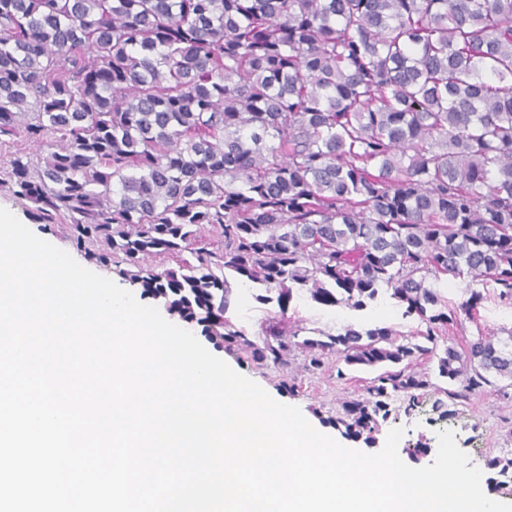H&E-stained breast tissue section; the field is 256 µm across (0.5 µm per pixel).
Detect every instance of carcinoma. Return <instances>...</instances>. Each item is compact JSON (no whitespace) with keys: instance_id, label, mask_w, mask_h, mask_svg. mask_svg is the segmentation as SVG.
Returning a JSON list of instances; mask_svg holds the SVG:
<instances>
[{"instance_id":"obj_1","label":"carcinoma","mask_w":512,"mask_h":512,"mask_svg":"<svg viewBox=\"0 0 512 512\" xmlns=\"http://www.w3.org/2000/svg\"><path fill=\"white\" fill-rule=\"evenodd\" d=\"M49 142L15 194L69 221L90 262L122 264L141 296L224 331V349L318 369L340 356L380 373L343 404L342 435L376 441L390 399L431 387L403 362L437 359L467 401L512 388V332L437 342L457 321L448 277L512 300V0H0V136ZM209 226L217 250L195 247ZM188 251L158 270L147 256ZM285 309L389 298L425 329L349 323L293 342L280 323L229 329L231 280ZM487 468L512 481V458Z\"/></svg>"}]
</instances>
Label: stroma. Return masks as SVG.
Wrapping results in <instances>:
<instances>
[{
	"label": "stroma",
	"mask_w": 512,
	"mask_h": 512,
	"mask_svg": "<svg viewBox=\"0 0 512 512\" xmlns=\"http://www.w3.org/2000/svg\"><path fill=\"white\" fill-rule=\"evenodd\" d=\"M48 152L47 146L27 140L25 135L0 139V207L12 212L35 235L67 251L78 263L86 258L72 240L69 224H55L43 228L32 216V203L18 198L11 183L4 176L13 155H28L32 162H40ZM87 263V262H86ZM285 316L294 325L305 329L337 332L343 325L354 323L378 324L400 332L406 341H413L418 330L417 321L402 317L401 310L392 301L364 312H353L345 308H327L314 303L307 291L295 292L287 311H279L276 304L257 301L251 290L235 288L234 302L227 314L232 329L244 332L248 337L260 336L269 321ZM512 332V300L498 297L485 299L475 313L458 315L457 322L448 331V340L457 344L476 339L478 334L488 333L501 338ZM219 358L226 361L236 372L253 380L271 397L300 408L304 417L314 425L342 415L344 402L366 398V389L376 377V370L369 368L350 369L345 376H338L342 367L336 355H329L322 369L306 370V354L301 349H292L287 368L271 365L258 366L237 354L219 351ZM410 368L433 374L431 388L424 391L416 408H409L405 395L395 397L391 413L380 424L376 449H383L388 432L395 427L403 428L404 436L400 448L438 446L437 434L452 431L459 448L468 454L472 465L484 467L492 456L512 457V395L500 394L497 388L488 387L473 396L471 401L449 402L452 414L440 418L434 404L440 398V390L446 387L445 379L436 377L435 361L414 358ZM295 385V394H288L287 385Z\"/></svg>",
	"instance_id": "1"
}]
</instances>
